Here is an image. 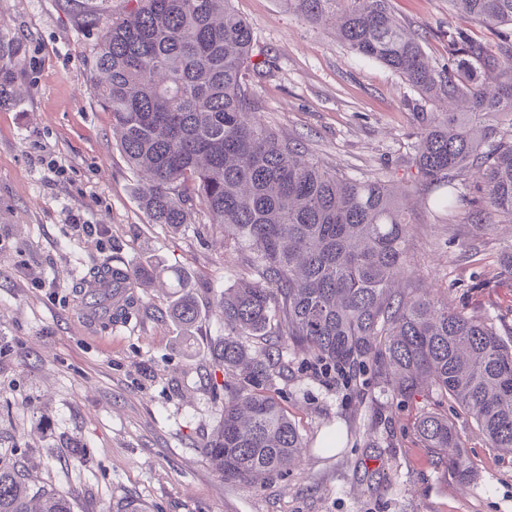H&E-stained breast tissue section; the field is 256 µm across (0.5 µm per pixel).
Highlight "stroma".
Segmentation results:
<instances>
[{
  "instance_id": "obj_1",
  "label": "stroma",
  "mask_w": 512,
  "mask_h": 512,
  "mask_svg": "<svg viewBox=\"0 0 512 512\" xmlns=\"http://www.w3.org/2000/svg\"><path fill=\"white\" fill-rule=\"evenodd\" d=\"M434 67L448 63L449 25L492 40L448 0H390ZM252 26L254 60H271L251 88L261 119L300 143L327 169L354 178L412 180L421 102L383 64L352 53L334 26L303 20L288 0H234ZM0 36L19 45L0 73V453L25 466L32 483L76 494V512H512V457L489 448L465 415L449 410L473 467L461 480L435 464L414 422L432 400L399 402L371 384L348 388L315 373L285 349V373L269 390L298 429L300 462L249 490L225 482L203 450L216 429L224 387L212 367L224 334L212 311L242 268V254L214 224L174 230L149 223L137 176L96 102L86 65L94 38L75 26L64 0H0ZM448 211L430 209L417 189L409 215L411 275L449 307L512 333V277L496 260L512 246V217L474 215L482 190ZM105 226L77 232L66 217ZM175 266L197 285L201 316L191 335L167 316L158 286L138 289V310L104 325L84 303L98 269ZM339 432L338 447L322 441Z\"/></svg>"
}]
</instances>
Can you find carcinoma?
Masks as SVG:
<instances>
[{
	"label": "carcinoma",
	"mask_w": 512,
	"mask_h": 512,
	"mask_svg": "<svg viewBox=\"0 0 512 512\" xmlns=\"http://www.w3.org/2000/svg\"><path fill=\"white\" fill-rule=\"evenodd\" d=\"M289 2L312 24L336 17V35L351 52L385 65L421 99L459 106L418 113L415 175L405 191L418 183L441 188L433 205L446 210L459 200L457 177L470 172L486 203L512 217V0H448L497 41L448 27V66L440 70L390 0ZM72 18L95 31L91 91L129 167L144 177L136 198L149 223L178 229L202 215L248 250L243 275L214 296L224 337L211 356L238 379L205 448L225 481L250 489L297 461L300 434L265 393L290 347L345 386L369 370L404 401H451L490 447L512 456V339L407 279L409 220L391 180L325 169L257 116L253 29L232 0H126L110 18L84 11ZM112 275V288L127 292L112 318L128 316L136 289L168 278L170 316L187 329L197 322L198 304L175 270ZM276 315L284 328L270 332ZM249 336L266 343L253 348ZM415 434L451 473L468 476L448 414L422 413ZM0 512H75V496L32 487L23 466L0 456Z\"/></svg>",
	"instance_id": "obj_1"
}]
</instances>
